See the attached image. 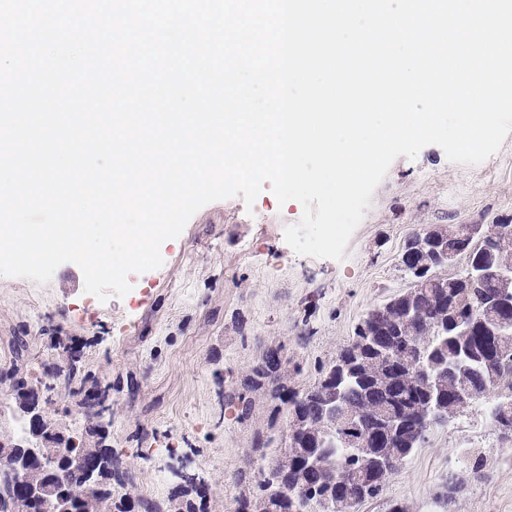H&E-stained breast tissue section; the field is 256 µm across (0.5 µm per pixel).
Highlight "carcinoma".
<instances>
[{
	"label": "carcinoma",
	"instance_id": "1",
	"mask_svg": "<svg viewBox=\"0 0 512 512\" xmlns=\"http://www.w3.org/2000/svg\"><path fill=\"white\" fill-rule=\"evenodd\" d=\"M482 232L483 246L474 254L477 261L494 266L512 259V224H485ZM421 235L415 232L404 240L400 268L405 272L420 269L431 274V279L411 275L408 288L368 310L367 330L355 326L352 339L338 350L336 358L319 367L313 383H292L288 360L282 347L276 346L262 353L240 386L225 392L228 403L238 406L242 421L250 419L255 395L273 405L272 423L254 432L249 455L256 458V467L250 473H240L238 483L248 485V491L235 497V512H341L383 499L393 473L373 470L342 447V427L336 420L340 409H351L359 430L374 440L379 437L373 422L377 411L400 416L401 432L383 439L378 450L393 448L402 459L409 458L420 447L423 433L447 425L462 407L458 401L445 403L442 411L448 418L441 423L433 421L435 400L425 387L410 380L418 353L423 363L441 370L466 351L469 375L450 378V388L461 384L488 388L489 423L499 431L504 426L512 429V336L491 341L480 326L490 310L487 298L495 295L496 287L446 276L448 242L436 243L426 256L420 250ZM463 320L473 324L468 336L456 334V325ZM77 362L72 349L64 346L62 360L45 370L70 383L80 375ZM0 379L10 383L28 420H33L28 407L36 405L44 414L51 405L54 388H46L45 397L35 402V385L19 366L12 365ZM294 410L301 411L306 428L292 429ZM85 417L91 425L85 434L67 437L66 452L77 457L88 445L97 450L101 512H132L127 507L130 502L143 512H196L192 498L160 504L139 497L133 482L105 465L110 446L95 430L94 416L87 412ZM280 417L283 423L277 428L275 422ZM270 449L275 452L272 459L267 458ZM308 457L317 459L321 469L308 471ZM55 481L75 501L87 494L79 468L60 466ZM28 508L27 498L18 490V475L0 465V512H26Z\"/></svg>",
	"mask_w": 512,
	"mask_h": 512
}]
</instances>
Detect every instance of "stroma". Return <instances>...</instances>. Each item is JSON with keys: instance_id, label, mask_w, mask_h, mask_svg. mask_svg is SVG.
<instances>
[{"instance_id": "obj_1", "label": "stroma", "mask_w": 512, "mask_h": 512, "mask_svg": "<svg viewBox=\"0 0 512 512\" xmlns=\"http://www.w3.org/2000/svg\"><path fill=\"white\" fill-rule=\"evenodd\" d=\"M302 207L271 191L201 208L165 241L160 268L134 274L135 291L87 303L80 268L60 265L44 285L0 276V370L13 337L28 344L21 369L40 377L60 340L76 342L85 372L111 381L102 430L119 471L139 494L165 501L188 483L207 487L202 512H234L235 477L251 469L255 429L271 408L257 401L242 422L224 388L267 348L284 344L300 363L298 385L346 345L367 310L407 288L398 256L404 240L433 224H512V133L478 165L450 162L436 145L398 157L371 198L343 260L295 253L284 229ZM464 479L455 503L439 496ZM512 512V437L489 424L484 403L434 428L391 478L384 499L357 512Z\"/></svg>"}]
</instances>
